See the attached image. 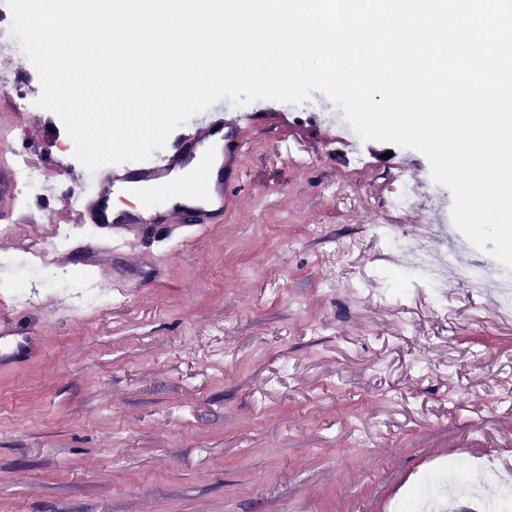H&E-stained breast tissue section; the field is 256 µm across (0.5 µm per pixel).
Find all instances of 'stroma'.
I'll list each match as a JSON object with an SVG mask.
<instances>
[{"instance_id": "1", "label": "stroma", "mask_w": 512, "mask_h": 512, "mask_svg": "<svg viewBox=\"0 0 512 512\" xmlns=\"http://www.w3.org/2000/svg\"><path fill=\"white\" fill-rule=\"evenodd\" d=\"M323 118L253 102L215 224H137L120 253L56 256L111 305L60 316V293L0 298V512H395L444 463L488 459L485 497L512 476V310L455 290L435 306L374 224L401 212L427 158L348 142ZM56 182L81 164L38 109ZM59 201L0 214V254L54 244Z\"/></svg>"}]
</instances>
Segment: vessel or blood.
Masks as SVG:
<instances>
[{"label":"vessel or blood","mask_w":512,"mask_h":512,"mask_svg":"<svg viewBox=\"0 0 512 512\" xmlns=\"http://www.w3.org/2000/svg\"><path fill=\"white\" fill-rule=\"evenodd\" d=\"M245 112L224 117L211 112L192 120L175 143L152 162L143 165H119L105 172L79 171L72 175L73 186L64 190V211L72 224H87L101 234L92 248L93 253L108 254L123 243L122 234L134 224H161L173 220L183 224H211L224 215L227 187L224 170L236 167L244 150L239 131L248 123ZM219 151L221 170L209 181V188L200 198L184 201L167 198L163 207L144 210L116 211L112 195L118 191L137 188H161L170 184L174 174L185 170L197 159L206 158L211 151ZM17 187L14 167L0 163V206L15 205Z\"/></svg>","instance_id":"b4317fda"}]
</instances>
